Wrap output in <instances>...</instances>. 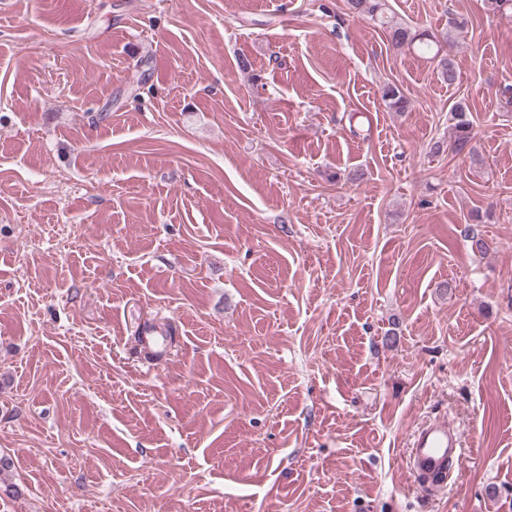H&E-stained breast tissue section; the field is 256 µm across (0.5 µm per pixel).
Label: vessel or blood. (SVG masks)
Wrapping results in <instances>:
<instances>
[{
    "instance_id": "obj_1",
    "label": "vessel or blood",
    "mask_w": 512,
    "mask_h": 512,
    "mask_svg": "<svg viewBox=\"0 0 512 512\" xmlns=\"http://www.w3.org/2000/svg\"><path fill=\"white\" fill-rule=\"evenodd\" d=\"M463 451V437L454 425L445 420L426 422L413 434L411 470L418 479L446 472Z\"/></svg>"
}]
</instances>
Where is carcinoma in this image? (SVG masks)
I'll return each instance as SVG.
<instances>
[{"mask_svg": "<svg viewBox=\"0 0 512 512\" xmlns=\"http://www.w3.org/2000/svg\"><path fill=\"white\" fill-rule=\"evenodd\" d=\"M345 7L350 14L366 16L379 21L389 31L390 41L394 48L410 49L415 47L423 53H434V57L438 58L437 68L441 79L450 85L455 84L458 80L453 61L446 54L439 55V52L442 51V45H448L459 37L463 32L461 25L452 26V31L435 39L427 33H419L412 27L394 20V17L388 15L387 0H345ZM381 98L387 103L389 109L396 112H408L412 108L408 98L398 86L393 84H387L381 88ZM450 115L452 135L448 141V151L456 155L465 152L474 153L473 122L469 107L464 101L459 100L451 106Z\"/></svg>", "mask_w": 512, "mask_h": 512, "instance_id": "obj_1", "label": "carcinoma"}]
</instances>
